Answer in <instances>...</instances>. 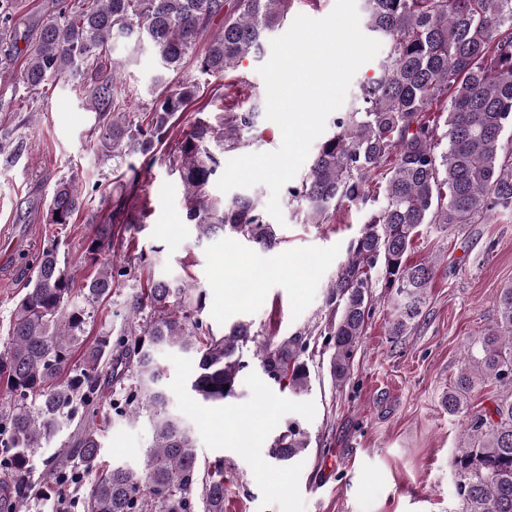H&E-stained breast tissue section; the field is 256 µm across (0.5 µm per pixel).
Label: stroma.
I'll use <instances>...</instances> for the list:
<instances>
[{"label": "stroma", "mask_w": 512, "mask_h": 512, "mask_svg": "<svg viewBox=\"0 0 512 512\" xmlns=\"http://www.w3.org/2000/svg\"><path fill=\"white\" fill-rule=\"evenodd\" d=\"M57 0H16L10 21L16 44L0 42V59L20 70L28 39L56 14ZM161 71L150 47L130 58L123 74L133 91L130 106L144 111ZM98 132L76 82L63 78L40 96L14 76L0 81V352L9 319L28 272L24 261L51 237L69 245L79 261L92 235L99 202L86 205L75 223H45V206L62 177L112 185V164L95 151ZM152 214L137 248L155 275L185 277L207 294L204 318L215 331L243 320L265 337L309 336L306 358L311 390L303 396L270 387L260 369L241 380V396L221 406H200L186 389L193 362L168 352V407L183 415L196 438L200 462L226 464L224 512H456L459 505L451 456L464 415H448L442 399L459 374L462 345L492 323L502 288L512 286V211L495 223L466 224L452 234L421 226L410 263L438 258L423 316L404 336H390L395 303L374 288L368 322L350 380L336 386L332 351L323 332L329 319L327 287L363 227L364 206L347 204L327 224L298 223L283 207L275 229L278 247L264 251L242 238H199L181 217L184 199L177 176L155 165L145 178ZM276 269L255 283L250 297L227 289L228 281ZM87 266L78 268L86 276ZM308 432L311 444L292 465L273 463L267 450L288 421ZM75 425L31 459V479L70 472L75 463ZM151 438L146 420H115L102 434L105 464L142 465Z\"/></svg>", "instance_id": "obj_1"}]
</instances>
